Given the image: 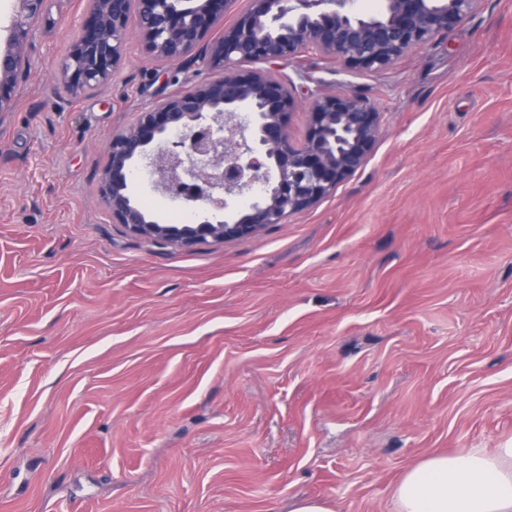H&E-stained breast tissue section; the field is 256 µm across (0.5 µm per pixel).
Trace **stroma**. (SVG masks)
Wrapping results in <instances>:
<instances>
[{
  "mask_svg": "<svg viewBox=\"0 0 512 512\" xmlns=\"http://www.w3.org/2000/svg\"><path fill=\"white\" fill-rule=\"evenodd\" d=\"M86 0H46L0 124V512H392L421 459L512 441V0L379 72L304 55L380 114L362 168L242 239L129 235L113 131L189 74L131 34L100 89L59 65ZM308 79H301V72Z\"/></svg>",
  "mask_w": 512,
  "mask_h": 512,
  "instance_id": "obj_1",
  "label": "stroma"
}]
</instances>
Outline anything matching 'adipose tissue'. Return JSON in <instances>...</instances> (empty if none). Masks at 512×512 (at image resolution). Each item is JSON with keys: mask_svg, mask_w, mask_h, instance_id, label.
Listing matches in <instances>:
<instances>
[{"mask_svg": "<svg viewBox=\"0 0 512 512\" xmlns=\"http://www.w3.org/2000/svg\"><path fill=\"white\" fill-rule=\"evenodd\" d=\"M392 504L394 512H512V443L423 459L394 485Z\"/></svg>", "mask_w": 512, "mask_h": 512, "instance_id": "ef3b65f1", "label": "adipose tissue"}]
</instances>
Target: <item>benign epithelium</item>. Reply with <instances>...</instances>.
Here are the masks:
<instances>
[{
  "label": "benign epithelium",
  "instance_id": "7a95c632",
  "mask_svg": "<svg viewBox=\"0 0 512 512\" xmlns=\"http://www.w3.org/2000/svg\"><path fill=\"white\" fill-rule=\"evenodd\" d=\"M9 48L0 52V117L31 74L32 36L44 0H17ZM232 0H88V17L62 63L71 93L104 85L132 31L163 63L198 64L218 75L194 80L112 133L99 191L112 223L136 237L191 247L249 237L310 208L366 162L380 112L352 94L317 92L303 146L293 145V83L274 72L304 53L371 72L460 26L478 0H382L360 12L354 0H249L211 38ZM242 65L254 69L241 71ZM161 196L202 211L195 224L149 218L129 191L136 165ZM249 195L229 209V200Z\"/></svg>",
  "mask_w": 512,
  "mask_h": 512
}]
</instances>
